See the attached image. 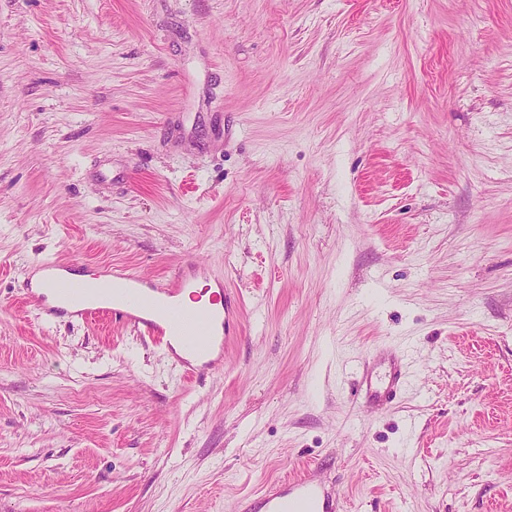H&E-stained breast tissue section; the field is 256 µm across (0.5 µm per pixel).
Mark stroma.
Returning <instances> with one entry per match:
<instances>
[{
  "instance_id": "1",
  "label": "stroma",
  "mask_w": 512,
  "mask_h": 512,
  "mask_svg": "<svg viewBox=\"0 0 512 512\" xmlns=\"http://www.w3.org/2000/svg\"><path fill=\"white\" fill-rule=\"evenodd\" d=\"M47 258L237 301L224 370L38 316ZM402 351L392 404L349 390ZM512 512V0H0V512ZM260 500L265 512H334L336 509L310 475L285 479L272 486Z\"/></svg>"
}]
</instances>
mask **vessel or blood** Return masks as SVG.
I'll list each match as a JSON object with an SVG mask.
<instances>
[{
    "label": "vessel or blood",
    "instance_id": "obj_1",
    "mask_svg": "<svg viewBox=\"0 0 512 512\" xmlns=\"http://www.w3.org/2000/svg\"><path fill=\"white\" fill-rule=\"evenodd\" d=\"M204 270L177 271L172 278L152 283L157 295L155 302L144 297L140 276L123 267L104 268L89 280L60 277L50 281L45 289L29 287L25 298L40 314L57 316L59 307L49 305L47 294L64 301L75 300L77 293H99L101 285L115 286V299L89 303L75 310L77 318L86 320L95 316L113 322L131 325L154 341L165 344L171 337H180L188 352L181 365L186 373L202 376L224 368V325L235 303L224 291L223 280H216V291L206 303L190 306L183 296L194 288ZM399 358H391L389 371L383 380H376L372 369H365L355 388V396H362L375 405L389 402L396 394L403 378ZM264 512H334L335 505L326 499L320 486L308 475L291 477L272 486L261 497Z\"/></svg>",
    "mask_w": 512,
    "mask_h": 512
}]
</instances>
